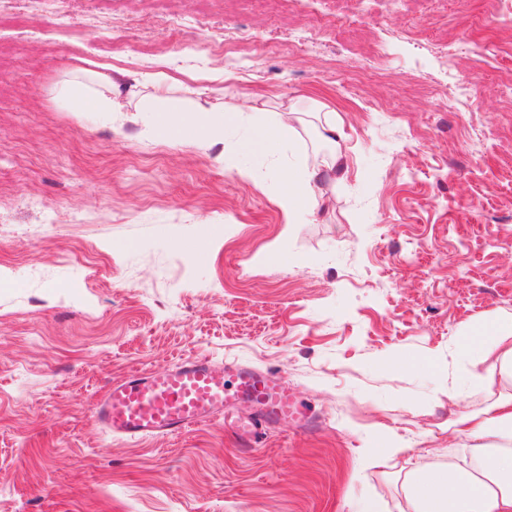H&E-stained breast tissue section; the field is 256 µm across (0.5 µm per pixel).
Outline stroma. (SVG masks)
Listing matches in <instances>:
<instances>
[{"label": "stroma", "mask_w": 512, "mask_h": 512, "mask_svg": "<svg viewBox=\"0 0 512 512\" xmlns=\"http://www.w3.org/2000/svg\"><path fill=\"white\" fill-rule=\"evenodd\" d=\"M162 70L199 112L334 109L347 169L284 234L262 182L149 112H73ZM512 312V0H9L0 15V512H399L404 475L463 442L458 326ZM206 356L281 376L314 429L241 449L223 421L130 443L94 422L112 380ZM419 364L383 375L381 358ZM409 457L353 479L378 426ZM57 94L68 103H75L70 109L73 112H123L124 105L116 97L91 98L82 87L75 84L61 86Z\"/></svg>", "instance_id": "35a3bbf8"}]
</instances>
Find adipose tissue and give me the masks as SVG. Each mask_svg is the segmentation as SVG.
<instances>
[{
    "mask_svg": "<svg viewBox=\"0 0 512 512\" xmlns=\"http://www.w3.org/2000/svg\"><path fill=\"white\" fill-rule=\"evenodd\" d=\"M139 81L151 90L145 106L155 114L150 127L154 136L202 140L212 134L249 127V136L236 143L237 149L253 158L251 164L234 170L243 180H257L268 170L280 146L290 143L297 124L304 121L298 108L265 102L246 110L227 106L220 111L201 112L191 121L179 122L174 114L182 106L170 76L161 70L148 71L140 74ZM341 137L335 121L323 118L319 132L324 146L321 155L295 157L279 197L288 223L315 221L316 196L326 175L343 172L346 167ZM460 333L461 342L449 352V399H458L480 386L483 376L479 367L486 362L512 389V314L490 313L478 327L461 323ZM451 426L457 436L469 443L466 466L451 460L434 464L425 475L412 471L400 512H512V392L480 411H455ZM409 451L402 437L379 430L359 449L358 469L363 472L384 467Z\"/></svg>",
    "mask_w": 512,
    "mask_h": 512,
    "instance_id": "obj_1",
    "label": "adipose tissue"
}]
</instances>
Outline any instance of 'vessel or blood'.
I'll use <instances>...</instances> for the list:
<instances>
[{"instance_id":"vessel-or-blood-1","label":"vessel or blood","mask_w":512,"mask_h":512,"mask_svg":"<svg viewBox=\"0 0 512 512\" xmlns=\"http://www.w3.org/2000/svg\"><path fill=\"white\" fill-rule=\"evenodd\" d=\"M254 413L244 421L229 420L237 402ZM245 447L262 439L274 424L307 425L293 391L280 376L252 368L237 369L226 380L222 366L206 357L184 359L164 371H142L113 381L95 408V421L109 434L136 442L156 435H176L214 418Z\"/></svg>"}]
</instances>
